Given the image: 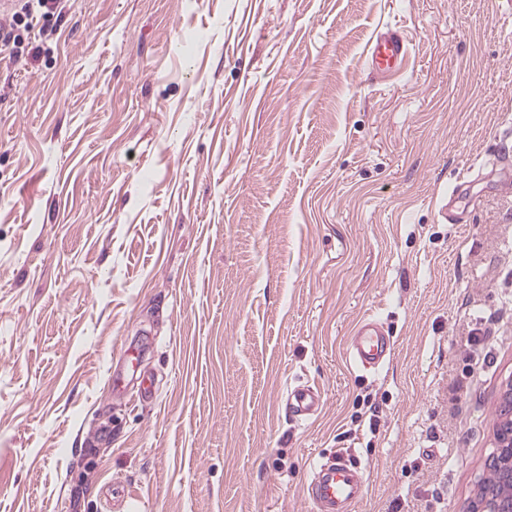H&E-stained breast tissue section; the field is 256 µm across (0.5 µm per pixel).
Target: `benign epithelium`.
I'll list each match as a JSON object with an SVG mask.
<instances>
[{"label": "benign epithelium", "instance_id": "benign-epithelium-1", "mask_svg": "<svg viewBox=\"0 0 512 512\" xmlns=\"http://www.w3.org/2000/svg\"><path fill=\"white\" fill-rule=\"evenodd\" d=\"M494 452L490 458L491 468L505 473L507 496L479 499V505L471 512H512V383L501 395L500 411L494 424Z\"/></svg>", "mask_w": 512, "mask_h": 512}]
</instances>
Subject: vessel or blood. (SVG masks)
<instances>
[{"label": "vessel or blood", "mask_w": 512, "mask_h": 512, "mask_svg": "<svg viewBox=\"0 0 512 512\" xmlns=\"http://www.w3.org/2000/svg\"><path fill=\"white\" fill-rule=\"evenodd\" d=\"M408 53V44L396 31L378 34L368 49L372 66L383 73L398 69ZM392 345L376 317L363 319L355 329L346 355L355 366L366 370L379 369L390 356ZM292 417L302 421L316 415L323 399L316 387L299 385L288 392ZM363 492V471L345 454H337L327 462L315 465L307 495L316 512H350Z\"/></svg>", "instance_id": "obj_1"}]
</instances>
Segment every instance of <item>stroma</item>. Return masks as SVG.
Wrapping results in <instances>:
<instances>
[{
    "mask_svg": "<svg viewBox=\"0 0 512 512\" xmlns=\"http://www.w3.org/2000/svg\"><path fill=\"white\" fill-rule=\"evenodd\" d=\"M511 381L512 0H70L0 64V512H314L339 452L469 512ZM407 54L408 44L397 31L378 34L368 49L370 64L385 74L399 69ZM392 344L379 319L369 316L355 329L346 355L355 366L365 370L379 369L390 356ZM321 393L316 387L299 385L288 391V404L295 420H307L316 415L323 406Z\"/></svg>",
    "mask_w": 512,
    "mask_h": 512,
    "instance_id": "1",
    "label": "stroma"
}]
</instances>
